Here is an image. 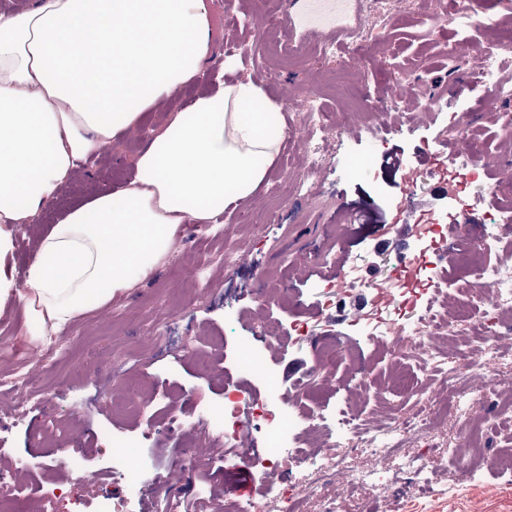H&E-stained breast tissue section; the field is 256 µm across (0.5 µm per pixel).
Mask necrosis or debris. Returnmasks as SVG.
<instances>
[{"label": "necrosis or debris", "mask_w": 512, "mask_h": 512, "mask_svg": "<svg viewBox=\"0 0 512 512\" xmlns=\"http://www.w3.org/2000/svg\"><path fill=\"white\" fill-rule=\"evenodd\" d=\"M306 114L313 123L306 143L307 164L303 185L316 189L325 165V144L334 136V129L325 122L315 105H307ZM512 222V211H502L494 224L485 227L481 237L468 240L463 271L480 274L487 285L486 299L495 309L512 311V265L488 263L485 255L491 243L499 241L502 225ZM431 280L409 279L397 274L394 286L395 302L376 304L370 319L373 336L389 339V357L400 374L389 390L391 397L403 400L407 409L394 413L380 422L362 423L350 412L345 401H337L334 412V441L311 440L304 447L292 448L291 421L277 412L273 401L280 393L274 382H267V402L256 401L250 393L238 392L225 402L222 421L216 432L227 447H236L246 423L261 419L266 429L268 481L279 484L277 494L252 501L249 512H299L307 495H316L319 487L343 481L351 487H367L372 483L371 471L359 468L354 460L363 454L372 459L397 458L401 469L416 477L430 465L428 459L405 455L408 443L423 437L433 420V401L450 396L455 409H469L474 399L463 376L458 357L444 353L436 346L439 338L453 333L458 325L470 322L473 309L470 304L456 308L454 315L422 314L418 307L420 296L429 294ZM346 446L340 458H332L329 446ZM303 470L304 484L300 492L280 484L286 469Z\"/></svg>", "instance_id": "obj_1"}]
</instances>
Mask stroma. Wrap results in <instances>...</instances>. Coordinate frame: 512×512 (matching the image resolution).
Returning a JSON list of instances; mask_svg holds the SVG:
<instances>
[{
    "mask_svg": "<svg viewBox=\"0 0 512 512\" xmlns=\"http://www.w3.org/2000/svg\"><path fill=\"white\" fill-rule=\"evenodd\" d=\"M451 8V0H402L389 21L375 26L359 70L342 75L336 63L317 59L298 2L212 0L211 50L202 74L221 72L225 59L234 58L238 75L252 77L280 103L288 129L265 184L230 211L241 260L225 272L223 234L179 225L164 263L56 334L51 360L33 343L21 303H0V375L18 379L15 388L0 390V474L14 476L0 492L11 512H97L105 498L131 502L135 512H161L168 495L183 512H208L237 502L244 481L254 498L271 496L262 463L242 469L236 452L204 433L201 423L236 389L264 399L244 357L276 327L288 329L290 341L283 353L269 354L267 369L280 391L294 394L278 408L296 420L298 441L308 437L311 410L334 406L340 395L362 418L389 412L390 363L380 342L355 327L374 310L370 283L392 279L401 253H425L428 271L442 269L430 242L445 239L450 222L475 213L468 233L476 237L497 211L512 208V141L483 108L482 85L466 80L473 45L491 52L512 45V9L485 0L482 14L460 28L448 19ZM485 14L496 18L495 29H485ZM290 38L303 51L287 58L280 49ZM214 89L201 75L143 112L135 132L115 138L42 208L36 223L16 230L0 270L23 280L43 233L79 202L124 187L136 157L171 114ZM308 101L320 103L339 131L325 149L322 186L312 193L300 184ZM461 130L473 137L477 166H456L452 190L417 174L416 199L437 229L432 236L407 232L401 177L383 168V156L399 152L415 172L417 152L437 155ZM494 183L499 192L485 193ZM346 262L355 266L359 287L337 285L336 270ZM445 272L440 288L453 309L464 301L468 282L458 266ZM326 284L331 292H323ZM494 330L505 355L495 379L476 387L472 412L439 405L429 437L406 449L431 459L428 471L413 478L395 459L360 457L356 464L374 471L377 492L330 485L305 499L304 512L328 505L339 512H512V474L470 473L465 439L473 417L512 397V324L487 308L443 347L454 355ZM335 343L354 345L371 373L370 394L356 391L346 359L336 367L334 389L310 398L294 390L295 378L315 372L321 348ZM200 350L211 353L209 367L200 365ZM136 456L155 496L138 497L128 479ZM176 467L186 478L174 488L168 477Z\"/></svg>",
    "mask_w": 512,
    "mask_h": 512,
    "instance_id": "obj_1",
    "label": "stroma"
}]
</instances>
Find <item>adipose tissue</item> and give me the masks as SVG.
<instances>
[{"label": "adipose tissue", "instance_id": "obj_1", "mask_svg": "<svg viewBox=\"0 0 512 512\" xmlns=\"http://www.w3.org/2000/svg\"><path fill=\"white\" fill-rule=\"evenodd\" d=\"M211 0H36L0 16V258L81 163L192 81L211 48ZM288 135L280 104L236 79L174 112L135 175L68 212L23 282L36 339L109 303L166 258L181 224H214L265 181Z\"/></svg>", "mask_w": 512, "mask_h": 512}]
</instances>
